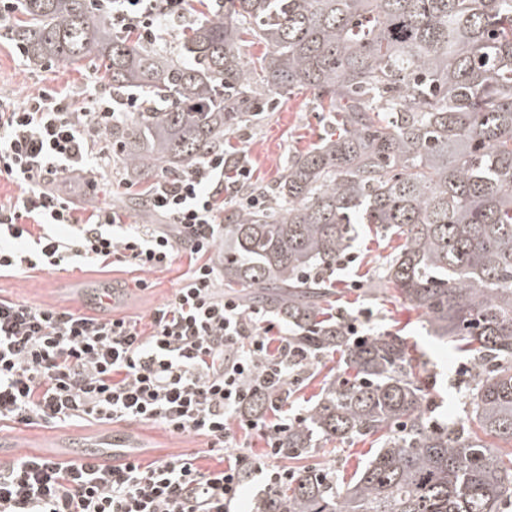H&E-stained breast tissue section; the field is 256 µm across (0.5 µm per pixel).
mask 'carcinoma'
I'll return each instance as SVG.
<instances>
[{"instance_id": "obj_1", "label": "carcinoma", "mask_w": 512, "mask_h": 512, "mask_svg": "<svg viewBox=\"0 0 512 512\" xmlns=\"http://www.w3.org/2000/svg\"><path fill=\"white\" fill-rule=\"evenodd\" d=\"M185 26V61L118 31L91 0H21L12 37L34 64L99 62L149 112L112 127L138 181L177 176L257 113L258 88L313 93L332 126L288 159L263 208L224 210V287L297 330L309 356L350 372L324 383L279 437L298 458L374 438L338 491L324 470L274 487L257 512H504L512 458V0H224ZM265 51L245 61L243 48ZM358 224L402 240L368 295L393 291L474 360L472 410L448 427L423 408L425 364L393 333L354 336L329 313L328 273Z\"/></svg>"}]
</instances>
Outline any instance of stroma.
<instances>
[{
    "label": "stroma",
    "instance_id": "1",
    "mask_svg": "<svg viewBox=\"0 0 512 512\" xmlns=\"http://www.w3.org/2000/svg\"><path fill=\"white\" fill-rule=\"evenodd\" d=\"M108 91L102 82L95 60L78 63L51 61L40 65L29 62L16 50L9 29L0 30V96L13 102H23L28 94L43 87L63 88L74 100H82L91 87ZM327 127V118L317 100L308 91L288 97L265 94L264 102L250 123L224 138V147L236 151L243 166L249 169L248 186L262 188L278 180L289 156L316 143ZM56 192L69 199L78 216H87L102 205L122 209L130 224H153L154 214H143L136 204L144 187L128 176L122 164H115L110 177L97 185H79L75 179L63 178L54 182ZM352 262L337 267L331 273L333 298L338 312L355 316L365 334L399 332L408 342L416 357L426 362L431 381L425 382L426 405L432 418L453 422L470 411V400L464 385L465 372L470 366L469 356L458 351L452 341L432 336L426 317L400 298L365 295L361 286L376 277L395 254V245L382 241L379 235L359 226L352 244ZM186 257L172 264L150 271L141 270L131 262L94 263L80 260L60 270L44 268L9 271L0 274V298L24 301L34 305H50L78 311L81 297L101 289H110L114 302L108 307L92 308L96 317H137L146 319L154 309L166 303L179 288L186 271ZM145 280L146 288H138V280ZM345 374L338 355L317 357L311 370L288 387L284 403L290 415L307 416L318 399L324 381L341 380ZM122 433L139 439L144 448L143 463L175 457L186 453L197 454V463L204 469L221 465L220 451L210 448L207 437L196 434H173L154 423H102L93 420L66 424H50L29 428L28 447L62 455L87 442L103 443L113 433ZM370 441L356 444L319 442L306 457L291 459L279 456L277 463L292 471L307 468H329L335 471L337 482L349 481L357 468L372 457Z\"/></svg>",
    "mask_w": 512,
    "mask_h": 512
}]
</instances>
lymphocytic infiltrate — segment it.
<instances>
[{"instance_id": "f902f5d3", "label": "lymphocytic infiltrate", "mask_w": 512, "mask_h": 512, "mask_svg": "<svg viewBox=\"0 0 512 512\" xmlns=\"http://www.w3.org/2000/svg\"><path fill=\"white\" fill-rule=\"evenodd\" d=\"M184 2L118 0L112 23L162 40L168 19L183 16ZM88 99L80 108L51 88L19 104L0 98V176L23 189L0 204V272L36 261L54 270L73 256L125 259L149 271L185 249L184 283L146 324L0 299V422H152L206 436L226 452L222 468L213 470L197 466L193 453L110 466L22 454L0 463V512H227L244 486L243 457L231 448L234 426L270 441L251 467L267 486L291 478L273 463L290 419L270 423L245 409L257 394L297 382L312 359L287 335L270 337L269 327L220 286L223 153H210L180 177L155 180L147 202L157 224H126L115 207L82 218L51 190L71 172L89 184L111 172L106 134L141 109L132 97ZM68 225L73 233L66 236L61 229Z\"/></svg>"}]
</instances>
